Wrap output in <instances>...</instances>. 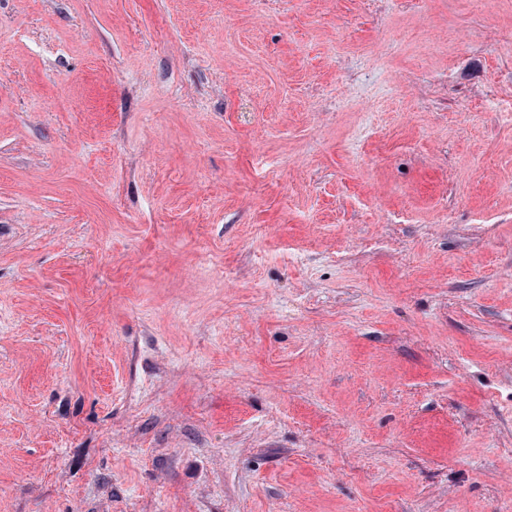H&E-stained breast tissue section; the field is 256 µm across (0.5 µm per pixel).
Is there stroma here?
I'll return each mask as SVG.
<instances>
[{"mask_svg":"<svg viewBox=\"0 0 512 512\" xmlns=\"http://www.w3.org/2000/svg\"><path fill=\"white\" fill-rule=\"evenodd\" d=\"M512 0H0V512H512Z\"/></svg>","mask_w":512,"mask_h":512,"instance_id":"1","label":"stroma"}]
</instances>
